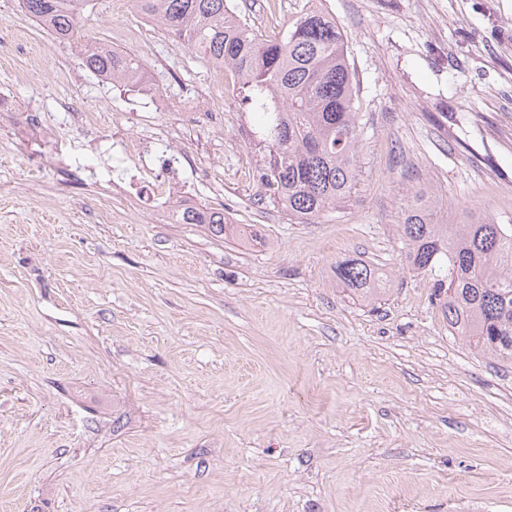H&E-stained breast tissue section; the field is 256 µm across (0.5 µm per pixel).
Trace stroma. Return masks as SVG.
Masks as SVG:
<instances>
[{
	"label": "stroma",
	"mask_w": 512,
	"mask_h": 512,
	"mask_svg": "<svg viewBox=\"0 0 512 512\" xmlns=\"http://www.w3.org/2000/svg\"><path fill=\"white\" fill-rule=\"evenodd\" d=\"M112 2L84 32L133 51L170 111L0 0V512H512V367L449 334L398 231L420 190L442 221L512 218V0H323L362 135L352 192L314 224L262 185L265 117L231 74ZM235 2L270 35L306 0ZM34 102L67 154L37 170ZM126 140L180 156L182 202L239 237L131 210ZM345 258L386 292L357 300ZM338 278L354 295L366 299L376 294L384 284L383 272L359 258H347L336 265Z\"/></svg>",
	"instance_id": "35a3bbf8"
}]
</instances>
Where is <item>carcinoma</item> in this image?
Returning a JSON list of instances; mask_svg holds the SVG:
<instances>
[{"mask_svg":"<svg viewBox=\"0 0 512 512\" xmlns=\"http://www.w3.org/2000/svg\"><path fill=\"white\" fill-rule=\"evenodd\" d=\"M91 0H21L22 11L56 39L78 50L94 74L140 82L148 72L130 51L91 40L79 16ZM138 13L159 23L205 62L235 78L243 100L266 117L260 178L278 204L313 224L350 194L360 139L358 85L344 38L318 0H308L278 34L259 35L228 0H133ZM437 200L417 193L402 224L406 261L436 271L435 295L448 331L469 346L512 364V222L492 218L443 224ZM180 224H200L224 237V212L191 205ZM338 278L366 299L383 272L359 258L337 263Z\"/></svg>","mask_w":512,"mask_h":512,"instance_id":"cac0c4a2","label":"carcinoma"}]
</instances>
